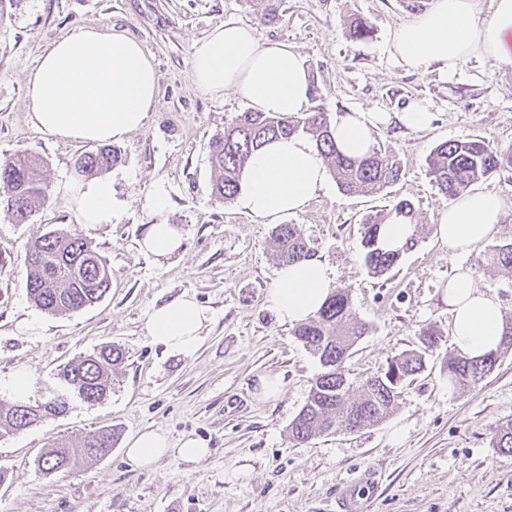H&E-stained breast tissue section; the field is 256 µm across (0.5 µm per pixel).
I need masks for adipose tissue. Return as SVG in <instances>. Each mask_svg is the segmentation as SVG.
<instances>
[{"instance_id": "obj_1", "label": "adipose tissue", "mask_w": 512, "mask_h": 512, "mask_svg": "<svg viewBox=\"0 0 512 512\" xmlns=\"http://www.w3.org/2000/svg\"><path fill=\"white\" fill-rule=\"evenodd\" d=\"M490 19L476 17L474 0H435L431 9L391 30L388 52L395 65L431 70L451 79L475 58L512 64V0H494ZM192 77L205 94L231 90L254 110L293 115L313 93L298 52L285 42L260 41L252 26L227 21L195 45ZM158 103L157 75L142 44L125 32L79 26L55 42L39 59L27 82L26 104L33 123L48 133L81 142H120L144 127ZM386 117L352 110L336 115L338 148L352 157L373 145L372 133ZM328 183L325 160L306 137L293 135L265 144L249 159L239 191L251 215L275 221L302 211ZM75 223L108 224L118 216L112 184L104 179L66 181L62 187ZM168 186L152 182L143 197L150 218L140 242L143 251L163 260L176 253L182 232L169 223ZM504 202L491 192L467 191L439 216L438 236L458 253L475 249L501 221ZM333 279L325 263L310 258L281 265L265 304L281 323L306 321L320 309ZM452 316V344L468 357L496 350L504 330L500 302L479 288L472 271L458 268L446 286ZM209 310L183 293L153 308L146 321L150 340L169 353L193 356ZM207 453L203 441L189 436L171 442L157 429L132 435L125 462L146 469L174 456L187 463Z\"/></svg>"}]
</instances>
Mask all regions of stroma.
Returning <instances> with one entry per match:
<instances>
[{"mask_svg": "<svg viewBox=\"0 0 512 512\" xmlns=\"http://www.w3.org/2000/svg\"><path fill=\"white\" fill-rule=\"evenodd\" d=\"M261 9L260 0L0 5V160L20 150L39 156L51 188L28 223H12L0 209V379L27 370L34 379L30 404L58 396L68 402L64 415L0 437V466L9 471L0 484V512H334L340 487L365 470L380 476L371 512H512V456L492 446L494 429L512 421V350L465 392L449 384L446 369L453 351L446 285L458 267L470 268L512 317V272L484 264L491 246L512 242V178L478 182V189L503 198L504 213L489 240L459 255L437 235L450 200L426 165L434 146L449 139L512 145V66L473 60L446 82L434 71L394 65L388 34L412 16L401 0H282L273 24L261 21ZM357 15L372 34L355 43L347 23ZM228 20L250 24L260 40L297 49L313 86L309 110L393 113L423 101L435 114L422 132L395 125L374 132V141L390 146L401 163L396 184L346 195L332 182L303 212L284 218L328 264L334 287L348 290L357 319L370 327L345 361L350 377L383 372L392 356L421 348L422 328L438 334L424 372L375 426L297 446L288 439L320 364L265 306L279 267L273 223L250 215L239 200L222 203L211 195L210 142L249 105L231 91L208 96L192 79L195 42ZM80 25L122 30L142 43L156 69L158 104L142 129L119 142L123 160L105 174L121 205L118 218L81 227L107 260L113 288L92 307L52 315L27 295L23 247L48 229L73 225L56 187L75 178L76 158L95 145L37 128L26 90L40 56ZM158 179L170 187L168 221L183 233L181 250L163 261L139 247L148 223L142 198ZM399 199L415 207L417 243L376 278L363 262L361 223ZM183 292L213 314L191 358L166 353L145 328L152 308ZM105 343L120 346L126 361L110 397L90 404L71 393L58 371ZM266 375L281 379L278 398L258 397ZM106 426L120 432L108 456L69 474L38 470L47 448ZM145 428L174 441L194 436L210 453L195 463L169 456L149 469H129L126 442Z\"/></svg>", "mask_w": 512, "mask_h": 512, "instance_id": "1", "label": "stroma"}]
</instances>
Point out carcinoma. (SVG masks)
<instances>
[{
	"mask_svg": "<svg viewBox=\"0 0 512 512\" xmlns=\"http://www.w3.org/2000/svg\"><path fill=\"white\" fill-rule=\"evenodd\" d=\"M350 38L361 41L371 34V26L360 17L349 26ZM333 118L324 111L294 115L266 112L239 113L217 135L209 151L212 171L211 195L228 202L238 193L242 170L265 142L291 134L308 137L328 162L338 189L346 194L363 189L381 191L398 181L402 169L396 155L377 144L361 158L340 153L332 136ZM122 161L121 151L103 146L82 153L75 162L78 176L89 179ZM429 174L439 191L455 198L480 180L512 172V146L465 137L438 144L427 158ZM41 162L26 153L0 161V186L6 189V212L13 223L25 224L32 212L48 197V185L38 173ZM395 215L417 224L413 203L398 201L386 213H376L362 224L364 264L376 277L385 275L413 248L411 236L398 249L384 246L380 231ZM278 262L292 263L312 257L311 249L297 225L279 224L273 234ZM489 265L512 270V243L495 246L487 254ZM25 288L36 307L51 314L80 311L99 302L110 288L112 271L107 261L76 229L51 228L25 246ZM369 327L354 318L349 292L336 288L321 309L300 324L295 336L316 358L321 372L312 383L308 398L289 425V440L302 445L311 439L341 429L358 431L382 420L395 406L401 390L425 368V357L404 351L390 359L384 372L364 380L347 376L344 362L354 344L367 335ZM512 347V321H505L501 349L473 359L461 354L448 356V382L454 388L474 387L495 367L501 350ZM124 351L105 344L88 355L65 364L59 371L63 382L87 403H99L112 390V372L125 363ZM67 410V400L53 399L30 405L16 401L0 405V434L15 433L35 426ZM119 440L115 429L99 428L75 443L52 448L37 460L46 474H65L85 458L99 459L112 451ZM493 447L512 456V421L494 433Z\"/></svg>",
	"mask_w": 512,
	"mask_h": 512,
	"instance_id": "carcinoma-1",
	"label": "carcinoma"
}]
</instances>
